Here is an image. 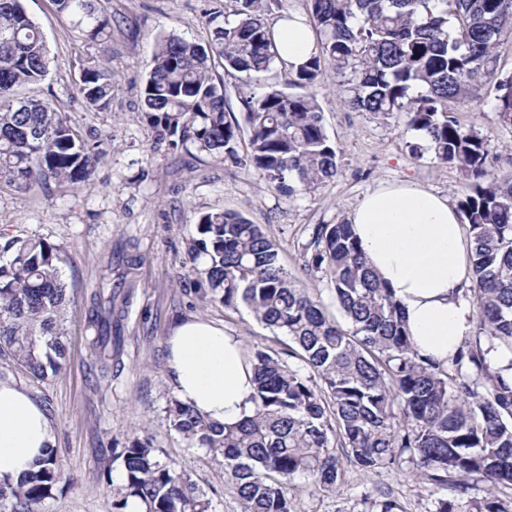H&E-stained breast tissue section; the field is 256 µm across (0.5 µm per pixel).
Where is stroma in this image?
<instances>
[{
  "instance_id": "35a3bbf8",
  "label": "stroma",
  "mask_w": 512,
  "mask_h": 512,
  "mask_svg": "<svg viewBox=\"0 0 512 512\" xmlns=\"http://www.w3.org/2000/svg\"><path fill=\"white\" fill-rule=\"evenodd\" d=\"M24 6L40 24L49 49L39 96L66 112L101 157L91 178L79 184L0 186V236L61 245L62 275L73 297L66 312L67 365L60 373L36 380L0 348V378L26 387L54 425L63 479L38 512H112L122 485L112 453L136 435L151 437L164 459L207 493L215 512H239L224 492L223 466L209 462L205 449L190 446L169 425L165 408L175 389L166 369L167 338L179 323L202 319L246 344L281 350L288 339L273 335L245 307L224 308L198 289L189 273L198 216L239 212L278 243L281 263L297 274L315 225L348 219L367 193L413 183L454 202L463 190L461 176L432 154L412 155L410 147L420 136L403 117L381 119L345 107L335 91L339 77L329 69L308 91L321 107L339 173L317 192L283 195L246 162L217 161L191 144L160 143L158 129L141 110L139 92L157 39L173 33L207 43L210 19L223 13L224 0H111L117 17L111 41L117 84L111 109L102 112L88 109L75 91L79 63L96 54L95 45L59 17L50 0H25ZM495 94L494 85L476 87L450 111L498 145L492 165L501 179L512 175V126L500 122ZM130 254L141 258L137 269L125 264ZM104 281L116 294L133 293L125 314L112 316L121 353L106 379L89 348L88 323L91 297ZM295 485V512H359L362 493L376 488L391 491L403 512H430L433 501L407 464L379 473L348 468L338 496L314 492L301 478Z\"/></svg>"
}]
</instances>
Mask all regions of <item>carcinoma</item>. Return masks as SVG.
Segmentation results:
<instances>
[{
  "label": "carcinoma",
  "instance_id": "cac0c4a2",
  "mask_svg": "<svg viewBox=\"0 0 512 512\" xmlns=\"http://www.w3.org/2000/svg\"><path fill=\"white\" fill-rule=\"evenodd\" d=\"M56 12L98 47L79 65L77 91L91 107L112 102L108 66L109 0H52ZM233 16L205 44L161 36L141 88V110L161 130L216 158L238 159L241 127L226 109L215 62L235 77L248 132L246 162L283 194L311 193L336 178V148L317 99L303 92L326 68L347 75L344 101L361 112L405 113L425 135L412 153L432 152L462 176L457 207L473 242L474 334L448 370L421 356L401 309L360 250L351 224H318L302 271L325 281L344 322L278 260L275 242L240 213L198 217L197 282L226 308L244 305L256 320L292 342L276 350L257 343L254 411L235 426L208 421L177 398L166 407L171 427L222 459L224 483L240 512H295L290 486L305 477L317 492L344 487L345 465L364 472L413 466L429 487L451 492L431 512H512V376L489 353L512 352V179L494 177V148L448 114V102L497 76L498 47L512 38V0H306L317 52L297 68L280 56L267 16L288 0H232ZM288 68L293 92L250 90L253 76ZM50 58L40 27L21 0H0V184H77L99 159L66 113L34 95ZM495 110L512 125V77L496 84ZM60 246L44 239L0 241V344L26 372L62 369L65 310ZM91 351L107 369L120 350L112 335V295L100 287L89 309ZM311 370L306 376L289 359ZM112 462L123 486L113 512L137 499L144 512H212V502L148 438H133ZM62 478L54 456L19 483L0 482V507L34 512ZM486 485L473 494L475 483ZM361 512H403L390 494L365 493Z\"/></svg>",
  "mask_w": 512,
  "mask_h": 512
}]
</instances>
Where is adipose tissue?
I'll return each instance as SVG.
<instances>
[{"label": "adipose tissue", "mask_w": 512, "mask_h": 512, "mask_svg": "<svg viewBox=\"0 0 512 512\" xmlns=\"http://www.w3.org/2000/svg\"><path fill=\"white\" fill-rule=\"evenodd\" d=\"M280 55L299 66L315 52L311 27L289 12L275 26ZM359 247L393 292L417 352L447 367L473 333L471 243L447 196L414 186H384L350 216ZM167 368L178 398L215 423L232 426L252 412L254 371L242 340L192 320L167 340ZM55 444L44 406L24 386L0 381V480L19 482Z\"/></svg>", "instance_id": "obj_1"}]
</instances>
